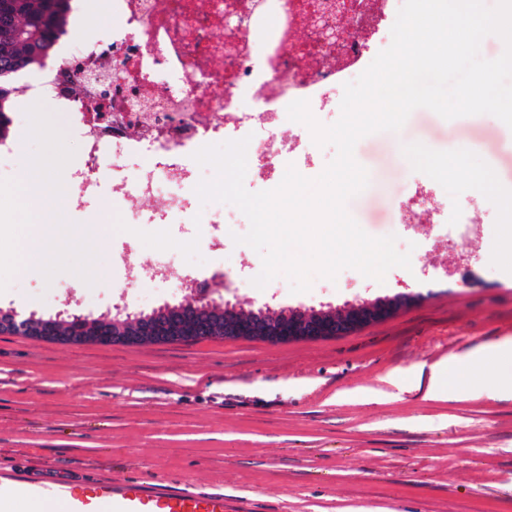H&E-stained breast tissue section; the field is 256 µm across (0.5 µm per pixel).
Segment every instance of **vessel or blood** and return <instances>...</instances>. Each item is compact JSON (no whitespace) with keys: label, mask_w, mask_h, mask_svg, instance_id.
<instances>
[{"label":"vessel or blood","mask_w":512,"mask_h":512,"mask_svg":"<svg viewBox=\"0 0 512 512\" xmlns=\"http://www.w3.org/2000/svg\"><path fill=\"white\" fill-rule=\"evenodd\" d=\"M0 512H224L220 492L151 490L130 479L51 486L0 474Z\"/></svg>","instance_id":"vessel-or-blood-1"}]
</instances>
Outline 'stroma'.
Segmentation results:
<instances>
[{"label": "stroma", "instance_id": "1", "mask_svg": "<svg viewBox=\"0 0 512 512\" xmlns=\"http://www.w3.org/2000/svg\"><path fill=\"white\" fill-rule=\"evenodd\" d=\"M0 143V252L20 250L32 207L29 167L75 204L43 268L0 270V310L50 317L135 316L178 303L196 276L215 299L244 309H338L398 294L412 305L345 336L268 343L236 338L193 343L61 345L0 335V473L69 480L132 479L224 495L225 512H512V399L488 398L499 365L469 384L459 367L442 396H425L440 361L512 337V277L493 256L499 203L469 183L491 171L512 196V129L490 114L446 120L418 108L397 132L355 146L369 184L347 209L370 236H396L410 269L384 282L354 269L294 293L279 276L252 280L260 255L234 238L249 221L187 228L163 221L155 201L134 223L122 199L83 190L84 146L74 115L18 96ZM418 145L456 157L460 170L434 177L410 158ZM477 204L467 238L416 207ZM411 213L412 223L400 221ZM100 224L103 236L85 226ZM182 257V280L161 267ZM97 278L83 277L86 268Z\"/></svg>", "mask_w": 512, "mask_h": 512}]
</instances>
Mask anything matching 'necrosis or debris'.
Returning <instances> with one entry per match:
<instances>
[{
	"label": "necrosis or debris",
	"instance_id": "obj_1",
	"mask_svg": "<svg viewBox=\"0 0 512 512\" xmlns=\"http://www.w3.org/2000/svg\"><path fill=\"white\" fill-rule=\"evenodd\" d=\"M112 0L122 17L106 25L88 51L65 44L43 83L44 96L62 107L79 104L85 177L97 188L107 158L136 153L148 165L119 173L111 195L126 199L169 189L172 224H225L224 204L188 210L212 167L193 158L227 134L250 137L255 172L296 156L277 127L288 105L303 99L336 109V93L355 80L386 42L398 0ZM268 125L253 129L252 112Z\"/></svg>",
	"mask_w": 512,
	"mask_h": 512
}]
</instances>
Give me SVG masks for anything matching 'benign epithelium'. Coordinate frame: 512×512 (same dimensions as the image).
I'll list each match as a JSON object with an SVG mask.
<instances>
[{
	"label": "benign epithelium",
	"instance_id": "1",
	"mask_svg": "<svg viewBox=\"0 0 512 512\" xmlns=\"http://www.w3.org/2000/svg\"><path fill=\"white\" fill-rule=\"evenodd\" d=\"M413 300L412 295L400 294L351 304L342 310H288L280 318L262 308L246 317L236 303H217L194 292L177 304L139 314L132 320L105 315L92 320L79 315L70 320L44 319L0 311V335H28L63 345L160 344L202 338L287 343L350 334L391 318Z\"/></svg>",
	"mask_w": 512,
	"mask_h": 512
}]
</instances>
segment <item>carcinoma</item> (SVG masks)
I'll list each match as a JSON object with an SVG mask.
<instances>
[{"mask_svg":"<svg viewBox=\"0 0 512 512\" xmlns=\"http://www.w3.org/2000/svg\"><path fill=\"white\" fill-rule=\"evenodd\" d=\"M12 4L8 28H3L0 17V142L8 136L12 102L19 93L16 76L35 66L54 51L60 37L66 33L71 3L56 10L54 0H0Z\"/></svg>","mask_w":512,"mask_h":512,"instance_id":"obj_1","label":"carcinoma"}]
</instances>
